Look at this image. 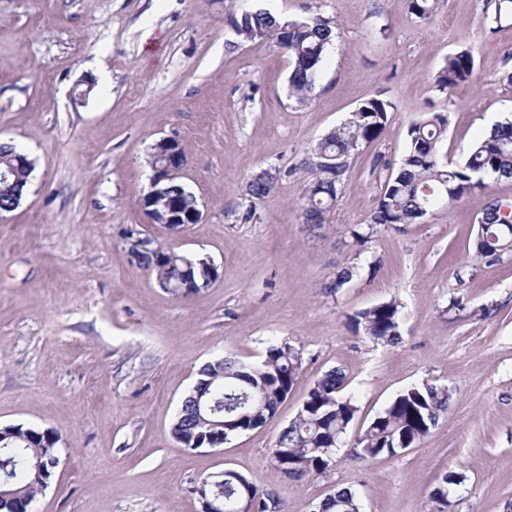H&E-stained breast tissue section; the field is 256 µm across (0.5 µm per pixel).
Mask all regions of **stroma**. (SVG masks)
I'll return each instance as SVG.
<instances>
[{
  "instance_id": "35a3bbf8",
  "label": "stroma",
  "mask_w": 512,
  "mask_h": 512,
  "mask_svg": "<svg viewBox=\"0 0 512 512\" xmlns=\"http://www.w3.org/2000/svg\"><path fill=\"white\" fill-rule=\"evenodd\" d=\"M335 20L310 100L288 95L289 59L275 43L237 37L230 17L255 7ZM486 0H436L427 20L408 0H0V141L35 162L17 208L0 213V426L50 428L60 459L32 512H201L198 489L225 469L311 512L338 487L362 512H504L512 501V258L472 256L489 198L512 203V180L438 208L416 224L367 225L410 123L448 115L449 159L512 114V24ZM463 50L471 81L440 92L434 77ZM393 104L385 130L351 158L325 222L304 224L318 139L364 100ZM178 133L183 181L201 223L175 236L139 205L149 150ZM275 190L245 223L246 187L264 169ZM155 245L210 257L219 276L179 298L139 265L127 228ZM349 288L327 293L342 268ZM403 305L401 340L373 346L356 311ZM302 351V371L276 415L222 450L173 440L176 411L206 362L262 360L271 341ZM346 374L358 412L327 470L299 480L270 460L313 382ZM451 392L447 414L395 457L357 462L349 445L411 386ZM461 475L447 501L444 475Z\"/></svg>"
}]
</instances>
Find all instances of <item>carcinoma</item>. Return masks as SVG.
Listing matches in <instances>:
<instances>
[{
    "mask_svg": "<svg viewBox=\"0 0 512 512\" xmlns=\"http://www.w3.org/2000/svg\"><path fill=\"white\" fill-rule=\"evenodd\" d=\"M435 0H409L410 14L429 19ZM236 35L247 42L273 41L285 50L290 61L289 90L303 102L313 92L328 49L336 39L335 21L316 15L290 20L266 9H256L230 18ZM475 60L469 51L449 56L435 76L440 91L451 92L469 81ZM393 104L377 97L361 102L350 117L329 130L316 144L309 161L315 175L314 195L306 196L302 215L306 224L324 223L330 205L338 193L349 166V159L362 145L377 139L388 122ZM448 126L443 113L414 121L408 127L407 145L397 170L384 183L371 214L368 231L350 230L353 243L362 246L379 225L413 224L426 217L439 204L458 201L486 187V181L512 179V119L494 124L488 135L474 142L463 162L454 164L442 149ZM181 167H167L158 182V198L146 194L141 206L150 214L167 210L182 222L194 223L195 194L181 180ZM274 185L250 183L248 204L241 220L256 215V202L268 197ZM506 203L489 199L478 223L482 234L475 235L474 257L495 264L512 254V210L502 212ZM189 257L173 249L158 248L144 264L153 271L174 274ZM350 326L377 345H395L401 339L400 305L394 299L361 309L350 317ZM302 368L300 350L286 342L268 345L257 364L244 363L226 356L205 364L198 372L191 391L182 399L171 428L172 437L185 447H208L223 433L231 438L262 426L278 410L291 392ZM346 376L334 368L317 379L299 409L296 418L280 432L271 460L283 475L301 479L322 473L330 465L328 452L349 430L357 407L344 393ZM448 388L436 385L412 386L402 392L368 424L358 437L351 456L361 461L393 457L424 439L448 411ZM59 435L51 428L34 429L22 425L0 428V512H30L32 503L46 485L35 478L34 464L57 457ZM239 483L224 482L212 493L224 501V512H233ZM320 512H359L358 494L350 488L335 491L319 504Z\"/></svg>",
    "mask_w": 512,
    "mask_h": 512,
    "instance_id": "obj_1",
    "label": "carcinoma"
}]
</instances>
